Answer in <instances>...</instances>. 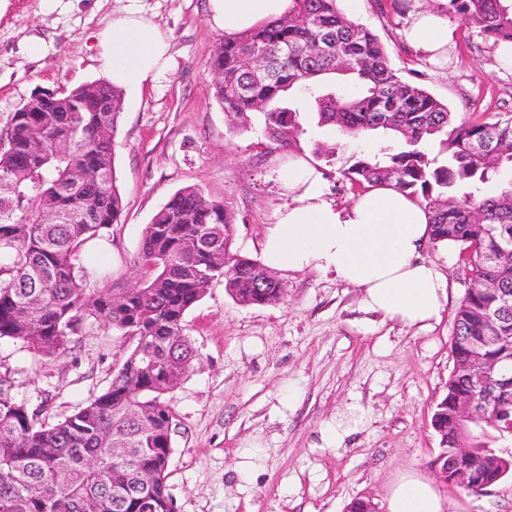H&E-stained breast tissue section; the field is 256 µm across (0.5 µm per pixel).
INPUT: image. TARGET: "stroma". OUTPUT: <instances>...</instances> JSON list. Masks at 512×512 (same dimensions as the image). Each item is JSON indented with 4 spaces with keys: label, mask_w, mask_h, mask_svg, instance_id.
I'll list each match as a JSON object with an SVG mask.
<instances>
[{
    "label": "stroma",
    "mask_w": 512,
    "mask_h": 512,
    "mask_svg": "<svg viewBox=\"0 0 512 512\" xmlns=\"http://www.w3.org/2000/svg\"><path fill=\"white\" fill-rule=\"evenodd\" d=\"M130 12L149 18L170 42V65L139 92L123 95L114 170L123 211L103 240L105 287L130 288L146 224L180 188L195 185L236 215L234 251L260 259L275 213L288 204L278 163L288 151L270 142L263 119L235 130L211 91L210 60L223 41L208 0H6L0 8V126L40 88H72L99 78V33ZM356 22L371 28L393 66L419 81L459 117L512 116V71L491 43L459 28L452 63L416 58L401 37L406 18L392 0H365ZM38 38L40 57L27 44ZM306 133L300 145L322 173L326 198L346 207L359 190L342 172L376 138L340 139L316 125L314 104L299 101ZM339 143L335 158L314 142ZM445 279L448 301L426 329L381 321L365 310L361 289L314 270L286 272L284 300L242 305L212 285L185 316L199 359L172 392L173 454L168 487L177 512H343L371 499L388 512L395 483L407 473L433 478L439 448L431 426L453 367L454 316L466 283L455 254L422 250ZM131 343L97 327L75 350L40 361L21 344L0 340V374L17 399L56 418L103 393ZM360 417L340 447H324L329 424ZM444 512H512V478L480 494L438 484Z\"/></svg>",
    "instance_id": "35a3bbf8"
}]
</instances>
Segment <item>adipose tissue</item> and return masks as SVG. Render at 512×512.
I'll return each mask as SVG.
<instances>
[{"instance_id": "adipose-tissue-1", "label": "adipose tissue", "mask_w": 512, "mask_h": 512, "mask_svg": "<svg viewBox=\"0 0 512 512\" xmlns=\"http://www.w3.org/2000/svg\"><path fill=\"white\" fill-rule=\"evenodd\" d=\"M292 0H209L212 23L243 32L283 16ZM420 54L440 60L457 35L448 0L414 13L404 31ZM97 61L104 77L133 92L152 84L169 62L167 36L150 20L131 13L112 20L98 36ZM292 202L269 225L262 263L272 271L313 269L364 292V306L382 320L423 327L438 319L447 300L436 266L422 258L430 239L424 205L390 186L372 188L348 207L325 198L321 173L307 156L294 154L281 167ZM388 512H442L434 483L408 474L394 487Z\"/></svg>"}]
</instances>
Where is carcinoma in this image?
Instances as JSON below:
<instances>
[{
	"label": "carcinoma",
	"instance_id": "1",
	"mask_svg": "<svg viewBox=\"0 0 512 512\" xmlns=\"http://www.w3.org/2000/svg\"><path fill=\"white\" fill-rule=\"evenodd\" d=\"M339 0H292L288 14L224 37L210 67L214 97L238 130L262 115L269 139L295 148L306 134L290 93L312 100L317 126L342 137L379 133L377 152L344 172L364 188L387 185L421 201L432 243L457 247L467 287L455 313L454 364L436 406L448 476L466 471L474 492L502 481L483 449L512 445V118L466 121L422 84L400 75L378 35L348 19ZM448 15L484 40L512 42V3L450 0ZM347 76L349 96L322 80ZM74 112L10 114L0 131V339L39 360L108 326L133 346L106 391L55 420L18 401L0 376V512H176L167 479L173 453L171 393L198 360L185 333L190 308L213 282L241 305L278 304L280 280L232 252L234 212L197 186L176 191L146 225L138 262L145 278L121 292L88 287L99 274L93 243L118 221L113 168L122 92L106 84ZM210 239L206 251L197 248ZM488 385L477 389V377ZM478 396L495 424L464 429L456 401ZM476 448L458 455L454 449ZM124 448L121 456L112 449Z\"/></svg>",
	"mask_w": 512,
	"mask_h": 512
}]
</instances>
